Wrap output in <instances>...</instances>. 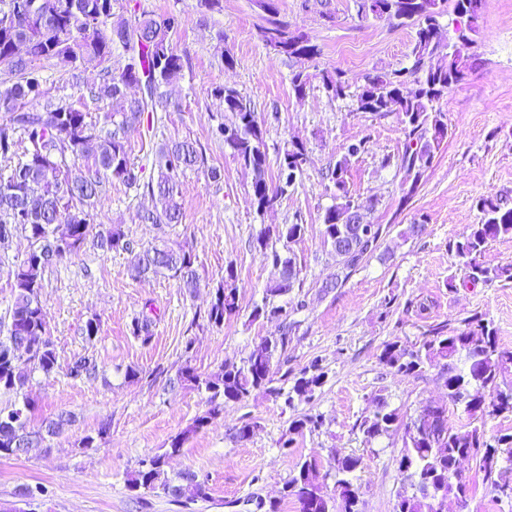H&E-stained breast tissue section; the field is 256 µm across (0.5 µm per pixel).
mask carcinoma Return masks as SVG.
I'll return each instance as SVG.
<instances>
[{
    "label": "carcinoma",
    "instance_id": "obj_1",
    "mask_svg": "<svg viewBox=\"0 0 512 512\" xmlns=\"http://www.w3.org/2000/svg\"><path fill=\"white\" fill-rule=\"evenodd\" d=\"M449 4L454 15L466 19L465 30L452 46L443 42L439 23ZM260 6L267 18L266 24L258 27L257 37L266 48L290 61L320 57L317 44L276 18L275 0H260ZM360 7L377 9L379 18L394 27L415 30L411 67L366 76L356 98L364 111L380 117L399 113L403 142L396 166L403 173V198L408 200L448 139V118L440 101L479 66L475 36L485 0H360ZM178 27L176 15L158 16L138 2L130 8L123 0H0V74L10 77L9 85L0 86V250L17 236L32 245L8 270L14 303L8 320L0 321V328H6V334L0 336V393L17 400L0 409V456L18 455L26 444L33 448L60 434L71 421L61 415L38 429L30 426L29 374L49 376L60 369L41 300L49 267L78 255L90 242L101 249L130 254L138 278H171L190 293L200 287L195 258L186 248L164 244L137 249L120 227L94 233L89 221V209L116 181L151 197L154 206L140 215L142 222L179 224L180 176L193 169L203 170L212 179L221 176L207 165L202 147L187 138L163 145L155 179L144 180L142 168L131 159L130 133L143 125L154 128L159 121L155 114L167 112L171 106L168 87L182 79L189 67L187 57L171 39ZM116 44L123 50V64L114 70L106 62L112 59ZM50 59L72 71L92 66L100 72L96 81L77 87V97L41 105L39 101L48 91L43 88L38 65ZM322 81L330 98L347 96L349 83L344 72H326ZM210 96L229 115L213 135L224 143V151L251 173L253 208L259 214L275 209L304 171L308 158L305 143H287L277 176L271 179L265 152L267 129L255 107L236 87L226 84L213 87ZM106 104L112 111H102ZM365 150L363 140L352 145L325 174L335 194L334 203L322 215V238L335 252L338 265L336 274L323 283L326 289L337 287L342 275L350 274L371 256L385 232L383 225H374L370 244L361 242L356 233L354 209L361 202L351 195L347 175L351 158ZM476 208L481 213L479 222L450 245L464 271L463 286L512 282V263L487 267L481 261L492 241L512 236V207L503 198L488 194L478 197ZM71 213L76 218L69 224L70 235L60 241L51 226ZM304 234L303 224H281L265 228L254 240V248L271 262L277 276L266 285L263 304L253 309L252 320L278 323V334L263 337L241 363L224 364L206 376L187 359L177 370V383L207 392L214 405L219 400L243 402L254 390L264 388L271 395L285 397V404L292 406L297 400L310 399L322 386L325 372L316 360L300 372L289 390L275 386V367L288 349L290 325L288 311L274 299L292 293L301 281L295 257L277 250L271 239L290 245ZM236 282L234 268L226 267L207 310L209 324L222 326L225 319L239 313ZM153 323L154 315L143 313L132 322V335L148 341ZM379 361L404 376H417L428 366H438L448 395L447 404L426 405L407 421L397 410L381 407L360 423L371 439L402 431L399 471L404 483L396 494L399 508L393 512H425L423 495L427 491L468 498L469 483L459 484L454 477L457 462L464 458L473 459L485 474L497 475L494 488L512 487V433L488 439L476 426L487 418L512 416V385L501 387L506 376L512 375V348L500 344L491 321L474 315L459 327L435 325L415 350L396 341L386 343ZM66 372L73 379L92 381L97 378L98 365L93 356L84 354L71 361ZM450 404L463 409L467 425L448 427ZM214 413L211 408L197 417L170 439L163 453L140 460L138 467L126 474L127 488L132 492L159 490L193 501L207 498L206 480L190 472L169 479L163 466ZM321 425V419L312 415L292 419L288 426L291 437L283 440L281 447H290L292 436ZM360 464L356 456L336 458L337 503L324 494L314 458L296 465L283 487V498L296 499L299 512H360L359 494L349 478Z\"/></svg>",
    "mask_w": 512,
    "mask_h": 512
}]
</instances>
